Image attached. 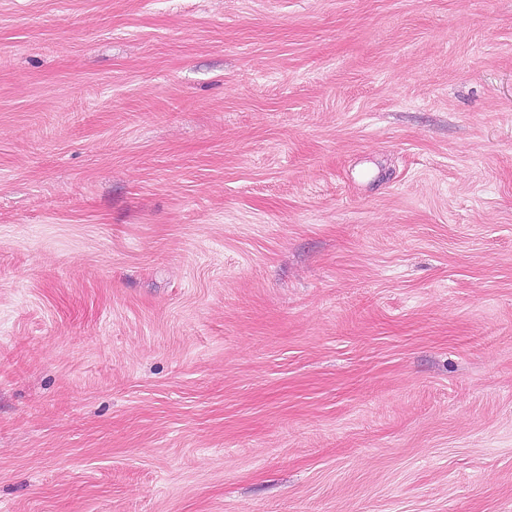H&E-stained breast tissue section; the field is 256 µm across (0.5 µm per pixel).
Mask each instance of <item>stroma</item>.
<instances>
[{
  "label": "stroma",
  "instance_id": "1",
  "mask_svg": "<svg viewBox=\"0 0 512 512\" xmlns=\"http://www.w3.org/2000/svg\"><path fill=\"white\" fill-rule=\"evenodd\" d=\"M0 512H512V0H0Z\"/></svg>",
  "mask_w": 512,
  "mask_h": 512
}]
</instances>
